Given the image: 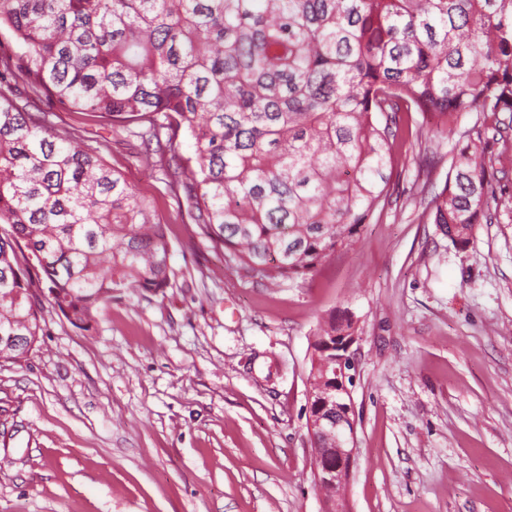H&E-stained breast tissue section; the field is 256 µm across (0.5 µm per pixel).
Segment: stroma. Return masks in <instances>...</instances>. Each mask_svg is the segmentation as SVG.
I'll return each mask as SVG.
<instances>
[{"label":"stroma","instance_id":"stroma-1","mask_svg":"<svg viewBox=\"0 0 512 512\" xmlns=\"http://www.w3.org/2000/svg\"><path fill=\"white\" fill-rule=\"evenodd\" d=\"M35 113L152 203L169 285L113 289L85 331L39 292L43 336L0 361V512H322L309 353L345 309L350 512H512V214L464 248L425 217L478 113L415 114L381 214L276 284L213 247L122 124L45 99Z\"/></svg>","mask_w":512,"mask_h":512}]
</instances>
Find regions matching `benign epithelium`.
Instances as JSON below:
<instances>
[{
    "label": "benign epithelium",
    "instance_id": "1",
    "mask_svg": "<svg viewBox=\"0 0 512 512\" xmlns=\"http://www.w3.org/2000/svg\"><path fill=\"white\" fill-rule=\"evenodd\" d=\"M358 336H337L330 342L319 336L334 353L322 362L321 375L309 380L308 427L315 443L314 481L325 493L324 512H347L344 489L348 486L355 463L354 419L350 371L356 367L353 345Z\"/></svg>",
    "mask_w": 512,
    "mask_h": 512
}]
</instances>
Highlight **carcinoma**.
Segmentation results:
<instances>
[{"label": "carcinoma", "mask_w": 512, "mask_h": 512, "mask_svg": "<svg viewBox=\"0 0 512 512\" xmlns=\"http://www.w3.org/2000/svg\"><path fill=\"white\" fill-rule=\"evenodd\" d=\"M0 360L43 335L39 282L86 330L114 288L169 284L164 226L95 150L14 99L13 79L103 114L163 155L214 247L272 282L306 278L388 199L413 113L478 112L428 220L456 247L512 212L491 147L512 113V0H0ZM493 134H488V130ZM36 258L43 278L19 263ZM355 329L349 311L325 335Z\"/></svg>", "instance_id": "cac0c4a2"}]
</instances>
